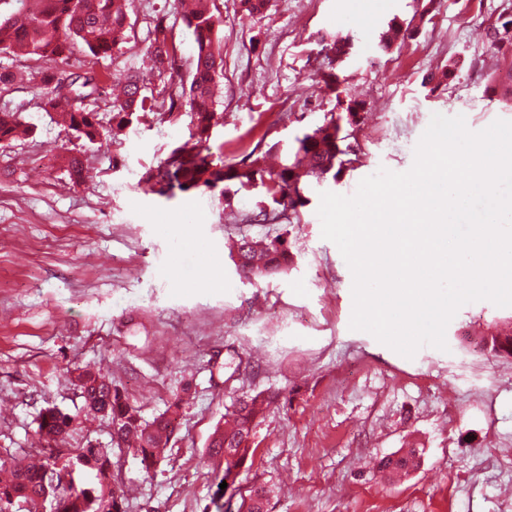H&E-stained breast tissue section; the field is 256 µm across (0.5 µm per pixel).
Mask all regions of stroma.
Returning a JSON list of instances; mask_svg holds the SVG:
<instances>
[{
  "instance_id": "stroma-1",
  "label": "stroma",
  "mask_w": 512,
  "mask_h": 512,
  "mask_svg": "<svg viewBox=\"0 0 512 512\" xmlns=\"http://www.w3.org/2000/svg\"><path fill=\"white\" fill-rule=\"evenodd\" d=\"M512 0H270L245 23L224 0V121L211 146L231 161L260 139L291 146L336 104L322 90L324 40L350 37L339 70L367 103L362 150L339 181L313 185L290 229L288 273L245 278L225 246L235 232L219 196L153 193L141 180L187 138L185 123L149 122L120 141L85 149L39 107L31 77L42 63L0 57L19 82L0 85V108L30 116L34 135L0 148V462L34 461L40 410L79 411L68 378L109 374L145 419L176 396L185 404L173 450L153 470L126 456L119 483L128 512H201L218 490L202 455L234 397L282 393L251 438L243 484L273 485L269 512H512V358L474 342L512 322V307L462 306L447 351L405 358L351 329L352 273L321 235L320 195H353L379 169H410L433 114L464 116L470 130L512 121V102L488 96L512 49L490 52L484 32ZM171 27L181 78L191 72V32L175 0H135L128 43L102 59L107 84L137 75L154 93H179L145 54L157 18ZM413 22L402 49L381 52L391 20ZM456 68L448 85L422 80ZM84 150L91 177L76 184L59 155ZM239 363L234 376L223 362ZM423 450L410 476L383 481L375 460L408 445Z\"/></svg>"
}]
</instances>
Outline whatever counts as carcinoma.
Here are the masks:
<instances>
[{
  "instance_id": "1",
  "label": "carcinoma",
  "mask_w": 512,
  "mask_h": 512,
  "mask_svg": "<svg viewBox=\"0 0 512 512\" xmlns=\"http://www.w3.org/2000/svg\"><path fill=\"white\" fill-rule=\"evenodd\" d=\"M269 0H238L241 16L258 18ZM133 0H0V55L19 48L42 61L38 75L41 108L61 113L68 130L91 147L125 134L127 126L150 114L168 120L186 121L188 138L176 144L167 156L142 177L158 193L175 189L182 193L198 190L219 193L224 210L237 226L271 224L280 233L252 238L239 233L230 238L229 253L237 270L246 277H269L288 271L294 262L288 233L284 228L301 222V210L310 204L307 188L328 179L338 180L347 170L355 146L350 130L362 121L365 102L336 91V111L309 132L295 137L296 146L276 169L266 165L269 154L279 149L277 141H260L237 162H224L209 145L218 124V106L223 98L224 43L220 27L223 12L219 0H192L183 10V21L194 36V55L189 84L170 103L158 102L147 93L143 80L131 75L120 95L111 99L112 129L103 127L98 113L89 108L101 95L102 80L97 61L127 42L132 25L129 15ZM410 37L409 28L393 20L382 32L378 47L389 52ZM486 39L494 49L512 45V12L498 17L487 29ZM85 60L67 71L74 48ZM147 52L158 75H179L172 31L159 20L154 26ZM34 124L22 112L0 110V148L9 146ZM69 179L83 180L82 157H62ZM256 194V205L239 207L242 197ZM483 349L496 358H512V328H496L481 337ZM82 408L104 412L112 421L111 443L102 447L92 442L81 448L64 449L58 443L70 435L76 415L56 407L39 416L38 434L44 462L36 467L0 466V512H25L28 505L52 500L57 512H127L123 494L114 486L112 449L126 451L145 469L158 464L160 452L174 435L183 398L178 397L159 416L146 421L125 392L91 369L77 370L73 377ZM278 400L261 391L245 393L235 400L229 419L215 427L206 456L218 461L220 481L231 489L229 496L211 499L203 512H268L270 489L255 483L242 493L236 481L248 470L253 449L249 441L256 419ZM419 451L381 458L375 468L382 477L406 474L418 465Z\"/></svg>"
}]
</instances>
